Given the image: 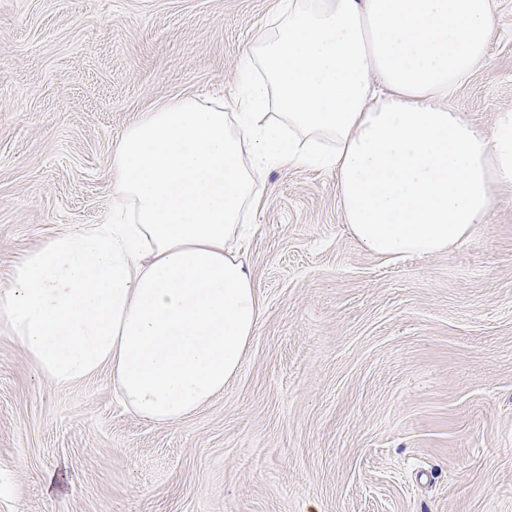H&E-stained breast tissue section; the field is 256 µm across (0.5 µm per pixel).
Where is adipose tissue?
Instances as JSON below:
<instances>
[{
    "label": "adipose tissue",
    "mask_w": 512,
    "mask_h": 512,
    "mask_svg": "<svg viewBox=\"0 0 512 512\" xmlns=\"http://www.w3.org/2000/svg\"><path fill=\"white\" fill-rule=\"evenodd\" d=\"M496 0H279L228 104L178 97L113 145L112 203L15 261L0 326L60 388L99 371L132 413L184 420L238 374L263 315L237 246L257 173L336 175L347 231L382 259L448 252L512 199V112L448 107L484 65Z\"/></svg>",
    "instance_id": "adipose-tissue-1"
}]
</instances>
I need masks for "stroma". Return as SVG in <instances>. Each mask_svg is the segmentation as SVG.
<instances>
[{"label": "stroma", "mask_w": 512, "mask_h": 512, "mask_svg": "<svg viewBox=\"0 0 512 512\" xmlns=\"http://www.w3.org/2000/svg\"><path fill=\"white\" fill-rule=\"evenodd\" d=\"M277 0H0V286L110 205L112 146L175 97L231 96ZM448 100L512 111V0ZM245 243L263 316L238 375L159 427L111 373L60 389L0 328V512H512V203L385 262L333 173L271 169Z\"/></svg>", "instance_id": "stroma-1"}]
</instances>
